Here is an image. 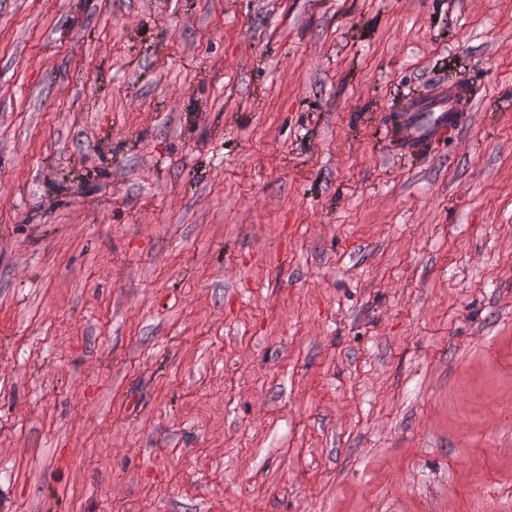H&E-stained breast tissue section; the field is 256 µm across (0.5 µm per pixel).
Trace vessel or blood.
<instances>
[{
	"mask_svg": "<svg viewBox=\"0 0 512 512\" xmlns=\"http://www.w3.org/2000/svg\"><path fill=\"white\" fill-rule=\"evenodd\" d=\"M469 110L468 96L451 89L425 103H413L394 113L393 127L401 149L413 152L446 131L462 128Z\"/></svg>",
	"mask_w": 512,
	"mask_h": 512,
	"instance_id": "1",
	"label": "vessel or blood"
}]
</instances>
